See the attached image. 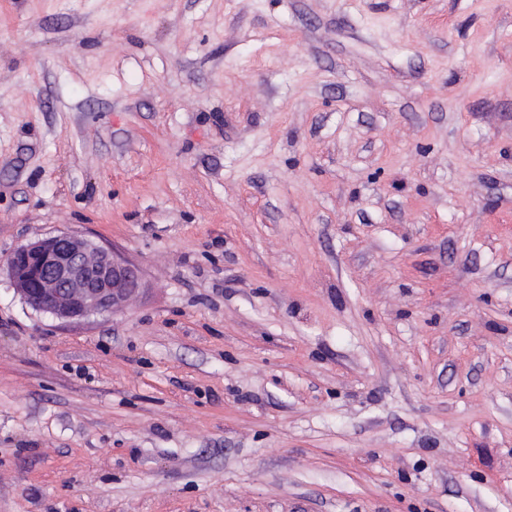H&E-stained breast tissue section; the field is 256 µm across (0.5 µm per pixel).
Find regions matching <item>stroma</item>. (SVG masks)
Listing matches in <instances>:
<instances>
[{
	"label": "stroma",
	"mask_w": 512,
	"mask_h": 512,
	"mask_svg": "<svg viewBox=\"0 0 512 512\" xmlns=\"http://www.w3.org/2000/svg\"><path fill=\"white\" fill-rule=\"evenodd\" d=\"M0 512H512V0H0ZM4 263L26 304L65 322L114 314L144 286L138 265L113 249L68 232L22 245Z\"/></svg>",
	"instance_id": "35a3bbf8"
}]
</instances>
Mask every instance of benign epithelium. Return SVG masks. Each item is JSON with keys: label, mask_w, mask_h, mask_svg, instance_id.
Wrapping results in <instances>:
<instances>
[{"label": "benign epithelium", "mask_w": 512, "mask_h": 512, "mask_svg": "<svg viewBox=\"0 0 512 512\" xmlns=\"http://www.w3.org/2000/svg\"><path fill=\"white\" fill-rule=\"evenodd\" d=\"M4 263L26 304L65 322L114 314L144 286L138 265L110 248L68 232L22 245Z\"/></svg>", "instance_id": "7a95c632"}]
</instances>
